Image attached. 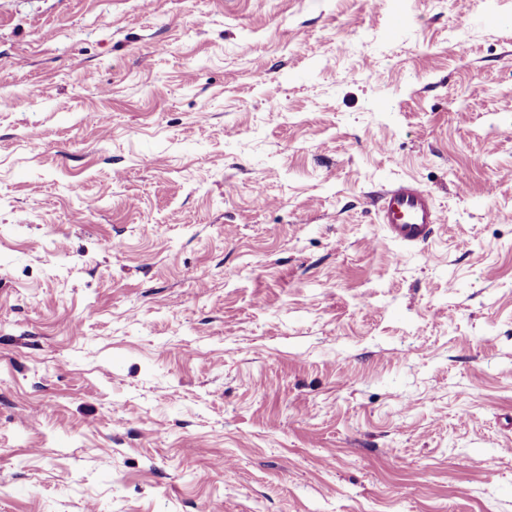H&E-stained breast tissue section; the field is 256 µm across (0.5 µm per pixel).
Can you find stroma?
Returning <instances> with one entry per match:
<instances>
[{"instance_id":"1","label":"stroma","mask_w":512,"mask_h":512,"mask_svg":"<svg viewBox=\"0 0 512 512\" xmlns=\"http://www.w3.org/2000/svg\"><path fill=\"white\" fill-rule=\"evenodd\" d=\"M1 96L0 512H512V0H0ZM377 202V220L385 238L402 249L428 243L440 223L429 191L413 179L391 182Z\"/></svg>"}]
</instances>
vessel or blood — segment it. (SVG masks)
<instances>
[{"label": "vessel or blood", "mask_w": 512, "mask_h": 512, "mask_svg": "<svg viewBox=\"0 0 512 512\" xmlns=\"http://www.w3.org/2000/svg\"><path fill=\"white\" fill-rule=\"evenodd\" d=\"M377 220L386 239L408 250L428 243L439 216L429 191L412 179L388 184L377 198Z\"/></svg>", "instance_id": "1"}]
</instances>
